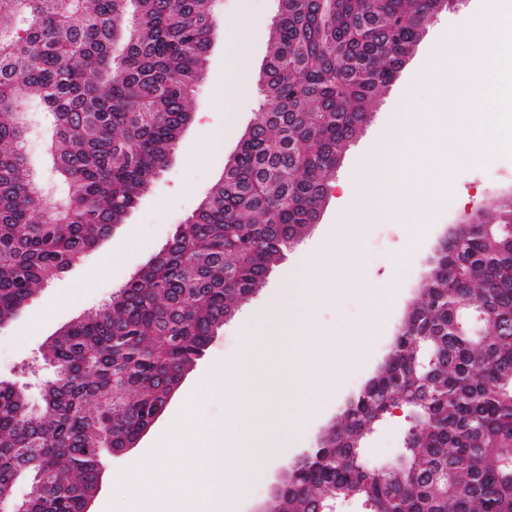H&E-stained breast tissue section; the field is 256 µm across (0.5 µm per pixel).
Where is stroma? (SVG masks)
<instances>
[{
    "mask_svg": "<svg viewBox=\"0 0 512 512\" xmlns=\"http://www.w3.org/2000/svg\"><path fill=\"white\" fill-rule=\"evenodd\" d=\"M479 0H451L427 27L422 39L401 69L391 87L372 106V117L345 151L330 184L327 203L319 220L295 248L284 251L273 266L261 290L244 301L236 315L219 328L203 357L183 379L165 411L134 448L120 456L104 455L105 469L101 490L93 504L95 512H110L114 497L113 474L136 464L145 452L173 424L191 390L201 376L239 347L242 323L258 309L272 291L282 287L284 275L302 254L322 253L332 248L331 232L337 222L340 186L359 168L388 126L398 104L409 92L412 76L430 62L443 35L454 26L463 25L475 11ZM219 16L260 17L257 27H245L241 40H228L223 25H216L208 54L207 68L195 92L193 119L182 133L169 165L151 190L127 214L122 224L114 226L111 236L93 251L77 260L61 276L41 289L13 322L0 326V380L22 387L31 406L42 402L41 382L53 371L41 359V350L63 326L105 304L112 293L123 287L140 268L171 240L178 224L193 214L212 185L224 175L226 162L236 153L243 133L254 122L259 108L258 85L267 54L268 29L277 10V0H217ZM244 65L247 91L231 113L215 104L217 86L228 67ZM231 121L232 136L222 148L209 145L212 128ZM512 193V157L497 155L491 165L470 164L460 168L451 180V199L431 225L429 235L415 249L410 262L397 271V297L394 312L385 332L371 345L364 357L342 373L338 394L315 397L307 423L304 447H315L323 430L335 419L341 404L354 394L383 361L395 329L409 302L417 293L421 275L446 229L482 209L490 201ZM407 224L391 222L370 224L362 262L369 274L380 278L392 272L391 261L404 246ZM123 244L120 259H113L116 244ZM105 268V275L92 276V269ZM67 300L59 305L52 321L28 335L21 328L30 323L39 307L54 301L59 294ZM364 317V308L356 296L349 295L336 305L320 307L317 325L337 338L351 335Z\"/></svg>",
    "mask_w": 512,
    "mask_h": 512,
    "instance_id": "stroma-1",
    "label": "stroma"
}]
</instances>
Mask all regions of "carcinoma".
<instances>
[{"label":"carcinoma","mask_w":512,"mask_h":512,"mask_svg":"<svg viewBox=\"0 0 512 512\" xmlns=\"http://www.w3.org/2000/svg\"><path fill=\"white\" fill-rule=\"evenodd\" d=\"M251 130L198 210L100 308L44 345L42 404L0 381V497L80 512L101 448L136 435L226 316L317 222L371 104L449 0H278ZM0 325L111 235L168 166L208 60L212 0H0ZM50 120L53 192L24 150ZM468 217L428 267L382 369L287 468L274 512L328 495L364 512H512V199ZM493 314L475 334L462 304ZM400 409L395 457L365 445Z\"/></svg>","instance_id":"obj_1"}]
</instances>
